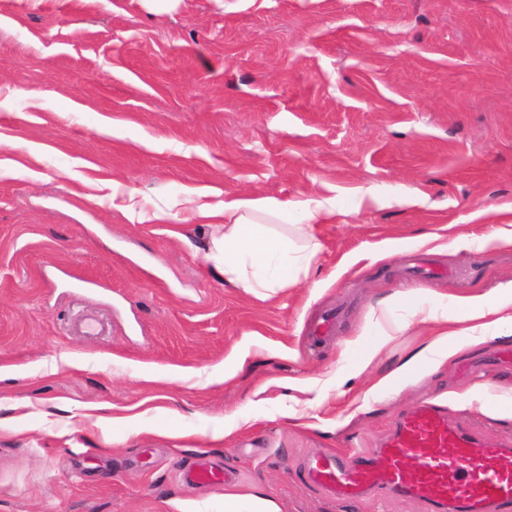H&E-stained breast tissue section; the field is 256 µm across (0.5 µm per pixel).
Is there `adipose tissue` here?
Listing matches in <instances>:
<instances>
[{"label":"adipose tissue","instance_id":"adipose-tissue-1","mask_svg":"<svg viewBox=\"0 0 512 512\" xmlns=\"http://www.w3.org/2000/svg\"><path fill=\"white\" fill-rule=\"evenodd\" d=\"M335 213L336 205L329 199L306 206L296 200L264 196L233 198L221 211L224 222L217 227L209 258L226 283L258 298H270L308 274L322 249L315 227L330 222ZM281 225L289 227V234L278 233ZM426 300L421 290L397 292L373 308V316L383 319L393 307L401 305L420 314L430 325L416 352L379 378L377 387L398 386L420 375L422 368L448 362L464 344L477 345L512 328V285L493 296H462L449 306H430Z\"/></svg>","mask_w":512,"mask_h":512}]
</instances>
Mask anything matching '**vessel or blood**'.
<instances>
[{
	"instance_id": "vessel-or-blood-1",
	"label": "vessel or blood",
	"mask_w": 512,
	"mask_h": 512,
	"mask_svg": "<svg viewBox=\"0 0 512 512\" xmlns=\"http://www.w3.org/2000/svg\"><path fill=\"white\" fill-rule=\"evenodd\" d=\"M184 476L205 486L225 481L223 467L206 460ZM304 477L344 502L373 494L419 500L428 512H512V448L474 439L435 404L407 413L374 454L311 455Z\"/></svg>"
}]
</instances>
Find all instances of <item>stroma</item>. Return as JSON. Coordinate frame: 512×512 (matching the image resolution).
I'll list each match as a JSON object with an SVG mask.
<instances>
[{"label":"stroma","instance_id":"35a3bbf8","mask_svg":"<svg viewBox=\"0 0 512 512\" xmlns=\"http://www.w3.org/2000/svg\"><path fill=\"white\" fill-rule=\"evenodd\" d=\"M239 195L336 201L308 275L266 300L185 220ZM509 225L512 0H0V512H224L229 488L427 512L339 504L303 463L380 447L426 401L512 448V334L367 393L421 342L384 340L378 300L512 283L485 241ZM197 459L237 477L183 484Z\"/></svg>","mask_w":512,"mask_h":512}]
</instances>
